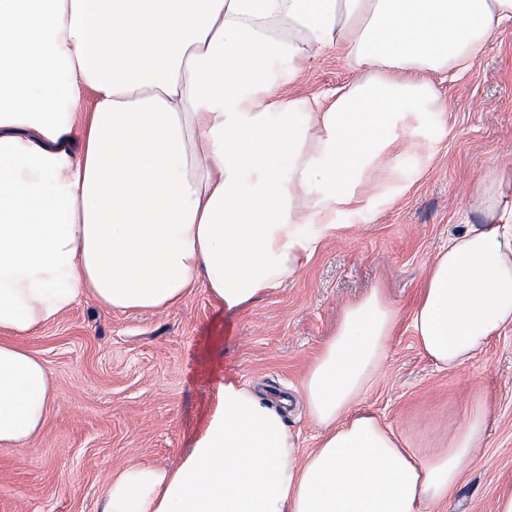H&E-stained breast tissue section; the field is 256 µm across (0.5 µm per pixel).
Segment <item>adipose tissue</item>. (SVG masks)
I'll use <instances>...</instances> for the list:
<instances>
[{"instance_id":"1","label":"adipose tissue","mask_w":512,"mask_h":512,"mask_svg":"<svg viewBox=\"0 0 512 512\" xmlns=\"http://www.w3.org/2000/svg\"><path fill=\"white\" fill-rule=\"evenodd\" d=\"M512 0H0V447L27 448L55 385L22 340L82 298L166 311L198 285L234 311L295 276L372 173L445 133L431 74L469 67ZM360 79L324 102L282 90L326 49ZM92 96L81 139L75 107ZM410 315L438 369L512 331V168L486 167ZM399 312L348 304L302 385V449L278 404L232 382L172 469L113 473L101 512H434L485 443L474 400L423 457L359 402Z\"/></svg>"}]
</instances>
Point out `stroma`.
Returning <instances> with one entry per match:
<instances>
[{
    "mask_svg": "<svg viewBox=\"0 0 512 512\" xmlns=\"http://www.w3.org/2000/svg\"><path fill=\"white\" fill-rule=\"evenodd\" d=\"M356 77L346 54L328 49L285 93L320 98ZM439 89L445 136L423 128L419 152L380 175L368 212L340 217L294 279L248 308L226 312L202 286L165 312L116 313L84 298L24 338L52 373L56 395L34 446L0 447V512H101L112 473L133 461L169 467L193 448L229 379L286 400L287 427L312 447L303 378L343 307L375 287L400 323L362 408L429 453L477 397L487 398L485 446L435 512H494L497 497L512 491V332L466 369L441 371L409 313L449 232L461 216L478 220L471 196L483 167H512V27Z\"/></svg>",
    "mask_w": 512,
    "mask_h": 512,
    "instance_id": "obj_1",
    "label": "stroma"
}]
</instances>
